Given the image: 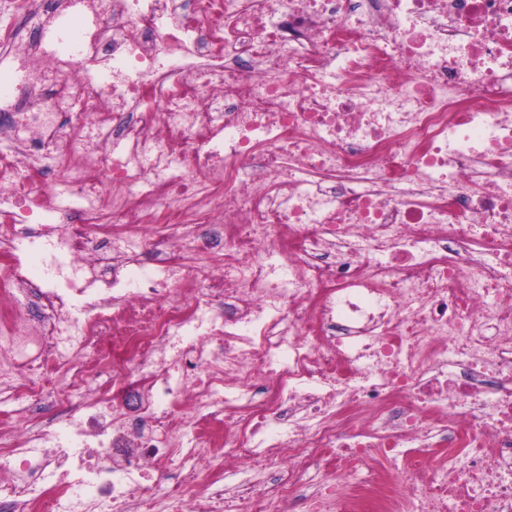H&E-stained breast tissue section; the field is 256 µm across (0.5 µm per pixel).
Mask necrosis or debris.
I'll return each mask as SVG.
<instances>
[{"mask_svg":"<svg viewBox=\"0 0 512 512\" xmlns=\"http://www.w3.org/2000/svg\"><path fill=\"white\" fill-rule=\"evenodd\" d=\"M10 3L0 512H512V0ZM25 399L8 394H0V428L12 425L20 416L22 407L28 405Z\"/></svg>","mask_w":512,"mask_h":512,"instance_id":"1","label":"necrosis or debris"}]
</instances>
